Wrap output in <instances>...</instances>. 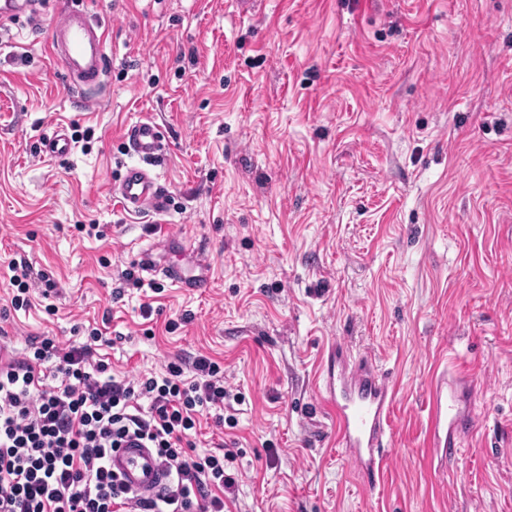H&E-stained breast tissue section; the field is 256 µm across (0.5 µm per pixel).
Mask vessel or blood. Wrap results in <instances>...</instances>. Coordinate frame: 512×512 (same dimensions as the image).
I'll list each match as a JSON object with an SVG mask.
<instances>
[{
    "label": "vessel or blood",
    "mask_w": 512,
    "mask_h": 512,
    "mask_svg": "<svg viewBox=\"0 0 512 512\" xmlns=\"http://www.w3.org/2000/svg\"><path fill=\"white\" fill-rule=\"evenodd\" d=\"M47 47L60 70L61 92L84 107L99 103L109 67L104 27L87 9L77 8L76 0H65L48 26ZM126 139L135 161L113 186V194L126 212L164 213L167 196L157 174L147 167L168 148L161 126L151 119L140 120L127 128ZM72 148L61 126L43 143L44 154L51 158L66 157ZM196 264L198 274L170 270L166 276L180 288H205L204 257H197ZM469 390V379L461 371L443 373L429 385L430 446L440 462L460 454L463 438L475 426L474 415L463 407ZM325 394L336 410L342 447L347 448L363 484L376 485L395 454L387 437L392 395L385 379L372 361H349L343 349L336 348L327 357ZM110 467L130 491L143 498L155 497L166 483L167 465L137 440L112 452Z\"/></svg>",
    "instance_id": "vessel-or-blood-1"
}]
</instances>
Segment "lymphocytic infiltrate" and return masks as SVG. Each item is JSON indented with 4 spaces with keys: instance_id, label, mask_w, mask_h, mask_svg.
I'll use <instances>...</instances> for the list:
<instances>
[{
    "instance_id": "lymphocytic-infiltrate-1",
    "label": "lymphocytic infiltrate",
    "mask_w": 512,
    "mask_h": 512,
    "mask_svg": "<svg viewBox=\"0 0 512 512\" xmlns=\"http://www.w3.org/2000/svg\"><path fill=\"white\" fill-rule=\"evenodd\" d=\"M31 339L0 359V512H224L235 485L220 454L193 455L200 415L223 424L224 372L209 358L162 377L109 375L95 342ZM170 468L164 492H128L109 466L127 439Z\"/></svg>"
}]
</instances>
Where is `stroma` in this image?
<instances>
[{
	"mask_svg": "<svg viewBox=\"0 0 512 512\" xmlns=\"http://www.w3.org/2000/svg\"><path fill=\"white\" fill-rule=\"evenodd\" d=\"M61 2L0 24V343L97 328L118 376L216 361L224 426L202 416L195 452L223 443L229 512H512V0H88L109 26L93 111L46 49ZM145 118L170 144L160 216L112 194ZM145 248L188 272L208 250V288L142 272ZM332 345L394 388L371 491L320 395ZM450 360L477 421L442 469L428 385ZM72 140L63 126H58L43 143V152L50 158H63L72 152Z\"/></svg>",
	"mask_w": 512,
	"mask_h": 512,
	"instance_id": "35a3bbf8",
	"label": "stroma"
}]
</instances>
